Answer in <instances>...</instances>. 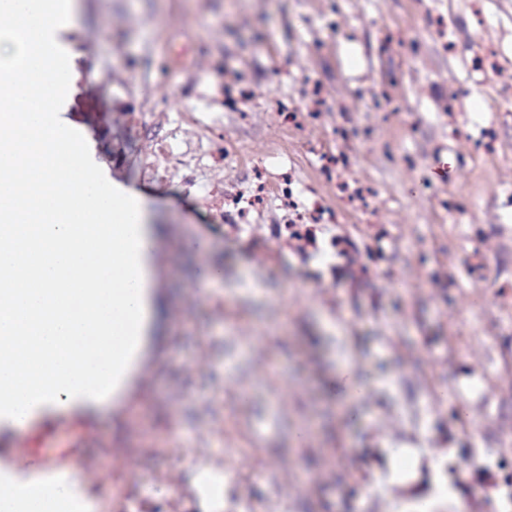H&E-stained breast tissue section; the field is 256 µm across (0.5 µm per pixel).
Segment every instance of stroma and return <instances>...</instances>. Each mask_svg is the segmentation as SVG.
Segmentation results:
<instances>
[{"instance_id": "1", "label": "stroma", "mask_w": 512, "mask_h": 512, "mask_svg": "<svg viewBox=\"0 0 512 512\" xmlns=\"http://www.w3.org/2000/svg\"><path fill=\"white\" fill-rule=\"evenodd\" d=\"M77 4L57 37L72 69L60 118L114 187L135 191L155 240L145 347L88 413L99 435L82 456L169 512L176 484L205 467L190 450L211 425L210 455L238 465L220 512L243 496L256 512H450L442 487L470 512H502L512 0ZM147 122L217 138L203 164L151 182ZM282 180L291 197L238 220L237 196ZM315 200L335 219L311 225L309 245L284 221ZM209 268L224 282L204 279ZM343 362L371 386L357 420L336 408Z\"/></svg>"}]
</instances>
